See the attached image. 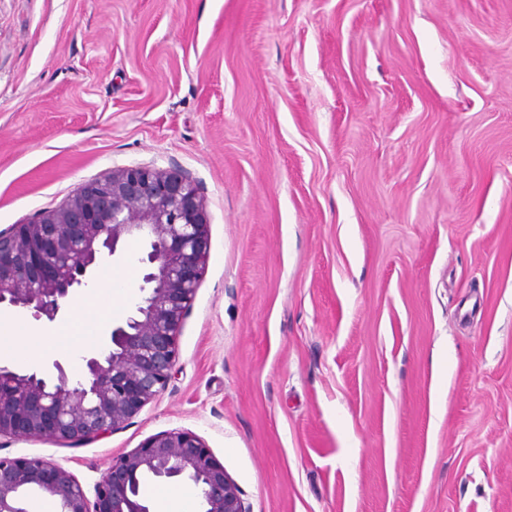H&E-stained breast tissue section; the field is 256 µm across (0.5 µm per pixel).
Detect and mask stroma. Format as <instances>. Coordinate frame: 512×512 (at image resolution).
I'll return each instance as SVG.
<instances>
[{"label": "stroma", "mask_w": 512, "mask_h": 512, "mask_svg": "<svg viewBox=\"0 0 512 512\" xmlns=\"http://www.w3.org/2000/svg\"><path fill=\"white\" fill-rule=\"evenodd\" d=\"M131 166L208 215L172 375L110 434L1 456L89 491L185 429L250 512H512V0H0V228ZM146 251L102 261L112 324ZM17 318L28 369L81 374L36 339L89 338L75 301Z\"/></svg>", "instance_id": "stroma-1"}]
</instances>
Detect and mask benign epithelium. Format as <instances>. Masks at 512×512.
<instances>
[{"label": "benign epithelium", "instance_id": "benign-epithelium-1", "mask_svg": "<svg viewBox=\"0 0 512 512\" xmlns=\"http://www.w3.org/2000/svg\"><path fill=\"white\" fill-rule=\"evenodd\" d=\"M127 237L147 241L145 296L108 342L84 357L85 372L54 363L47 379L0 365V436L84 441L120 428L171 377L179 328L208 255V219L198 185L183 171L114 169L66 203L25 224L0 229V306L54 320L88 285L103 253ZM187 477L200 489L201 512H248L237 484L195 433L172 429L112 459L89 499L64 466L43 457L0 456V512H27L38 492L56 512H150L140 496L146 475Z\"/></svg>", "mask_w": 512, "mask_h": 512}]
</instances>
